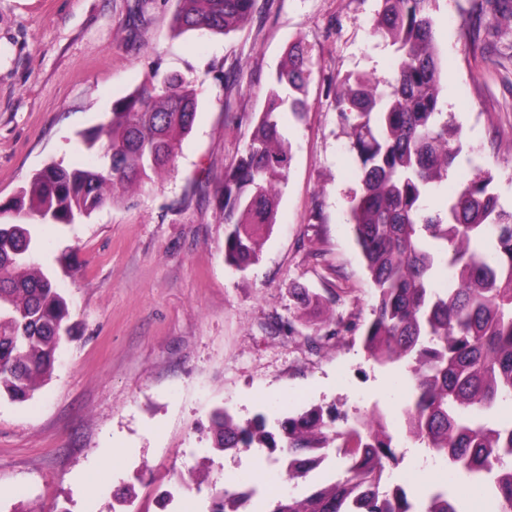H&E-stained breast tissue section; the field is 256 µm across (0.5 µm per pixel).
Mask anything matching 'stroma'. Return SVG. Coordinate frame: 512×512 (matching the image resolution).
Segmentation results:
<instances>
[{"label":"stroma","instance_id":"obj_1","mask_svg":"<svg viewBox=\"0 0 512 512\" xmlns=\"http://www.w3.org/2000/svg\"><path fill=\"white\" fill-rule=\"evenodd\" d=\"M493 0H439L448 65L443 109L461 129L458 177L490 171L512 210V24ZM378 0H258L229 33H180L177 0H0V221L33 173L94 163L82 144L114 101L152 74L193 81L199 107L173 167L118 206L41 227L42 269L70 304L77 338L24 402L0 399V512H209L211 496L272 467L269 449L216 453L210 415L245 421L314 405L378 407L400 423L398 370L367 361L372 285L349 228L359 190L336 82L389 80L395 54L371 33ZM311 50L305 118L277 220L245 272L224 262L216 195L289 45ZM228 70L240 72L225 82ZM408 448L392 479L415 497L446 488L476 503L451 466L429 475Z\"/></svg>","mask_w":512,"mask_h":512}]
</instances>
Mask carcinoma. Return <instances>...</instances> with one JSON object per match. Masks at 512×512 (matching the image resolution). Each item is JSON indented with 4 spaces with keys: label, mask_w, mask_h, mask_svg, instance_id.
Wrapping results in <instances>:
<instances>
[{
    "label": "carcinoma",
    "mask_w": 512,
    "mask_h": 512,
    "mask_svg": "<svg viewBox=\"0 0 512 512\" xmlns=\"http://www.w3.org/2000/svg\"><path fill=\"white\" fill-rule=\"evenodd\" d=\"M372 33L395 47L396 73L385 84L361 75L336 84V111L350 128L360 191L350 229L373 285L371 319L361 336L365 357L407 377L406 438L446 460L488 494V512H512V212L474 176L428 208L462 153L459 128L443 111L442 58L432 12L439 0H379ZM180 32L227 33L251 19L257 0H178ZM311 55L300 42L266 91L249 143L224 174V261L238 272L258 263L276 222L280 186L290 167L284 117L304 119ZM198 107L192 82L179 75L151 82L117 101L108 121L83 134L100 164L52 163L35 173L12 204L31 221L0 223V394L24 402L50 377L73 339L69 309L54 280L33 260L38 227L74 224L107 202L123 200L176 160ZM313 406L269 424L240 422L226 410L211 417V448L220 453L280 447L288 482L307 481L333 452L344 476L302 496H272L264 512H462L442 492L410 500L389 483L400 445L372 410L341 418ZM250 494L226 490L211 512H246Z\"/></svg>",
    "instance_id": "obj_1"
}]
</instances>
